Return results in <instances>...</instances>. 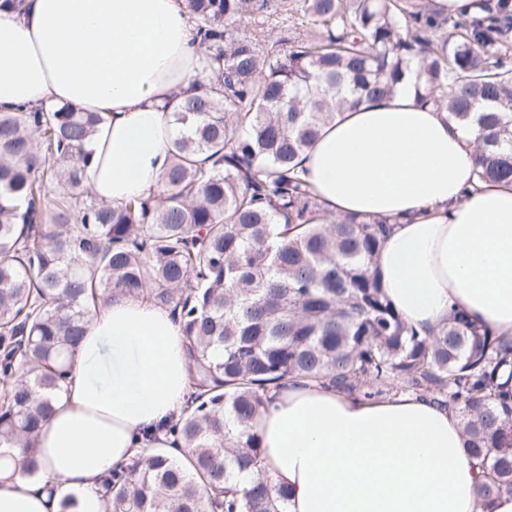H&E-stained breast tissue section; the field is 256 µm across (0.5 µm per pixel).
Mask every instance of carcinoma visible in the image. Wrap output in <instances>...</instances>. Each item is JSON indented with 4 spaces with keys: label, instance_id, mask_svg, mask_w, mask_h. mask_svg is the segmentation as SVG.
Listing matches in <instances>:
<instances>
[{
    "label": "carcinoma",
    "instance_id": "cac0c4a2",
    "mask_svg": "<svg viewBox=\"0 0 512 512\" xmlns=\"http://www.w3.org/2000/svg\"><path fill=\"white\" fill-rule=\"evenodd\" d=\"M188 8L200 93L172 114L158 196L111 204L83 183L101 113L0 112V469L39 471L37 438L89 314L133 295L177 316L189 393L165 427L174 449L112 470L104 512H288L256 421L296 378L460 406L479 493L512 491V396L497 383L512 344L456 313L418 334L372 272L396 220L334 215L298 169L339 111L414 70L421 104L477 129V181L512 184V0H484L478 17H440L428 0Z\"/></svg>",
    "mask_w": 512,
    "mask_h": 512
}]
</instances>
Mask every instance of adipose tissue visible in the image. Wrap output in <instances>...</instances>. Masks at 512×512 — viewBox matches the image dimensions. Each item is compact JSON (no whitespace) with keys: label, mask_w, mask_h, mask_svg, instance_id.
<instances>
[{"label":"adipose tissue","mask_w":512,"mask_h":512,"mask_svg":"<svg viewBox=\"0 0 512 512\" xmlns=\"http://www.w3.org/2000/svg\"><path fill=\"white\" fill-rule=\"evenodd\" d=\"M202 55L186 0H23L0 8V110L68 105L104 113L83 177L102 200L161 187L171 112L196 94ZM391 96L343 110L300 168L337 215L392 216L374 272L421 331L457 312L512 340V186L473 175L474 130ZM184 337L171 309L138 298L97 308L38 448L41 479L0 477V512H101L102 479L183 408ZM257 428L288 512H512V493L477 495L457 407L416 395L365 400L291 381Z\"/></svg>","instance_id":"adipose-tissue-1"}]
</instances>
